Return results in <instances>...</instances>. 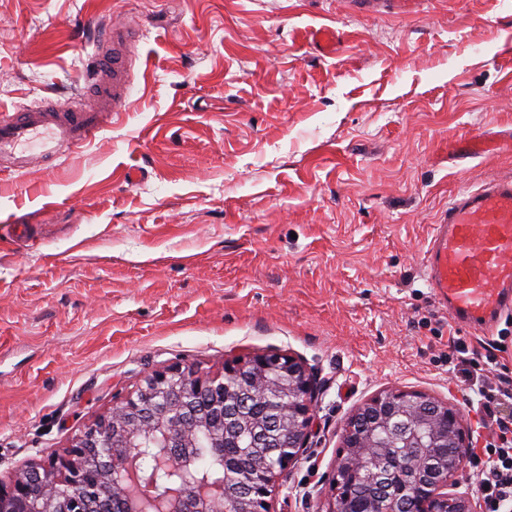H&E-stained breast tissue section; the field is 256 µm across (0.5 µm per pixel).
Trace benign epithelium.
<instances>
[{
    "mask_svg": "<svg viewBox=\"0 0 512 512\" xmlns=\"http://www.w3.org/2000/svg\"><path fill=\"white\" fill-rule=\"evenodd\" d=\"M251 374L261 389L272 388L280 400L275 428L288 436L283 446L254 462L242 456L237 469L252 468L245 481L230 484L235 473L224 469L228 427L224 393L228 382ZM316 377L292 355L258 354L224 364L211 376L187 368L157 371L112 409L98 417L70 446L0 479V512H224V499L238 495L239 512H270L268 497L279 476L299 457L312 432ZM436 421L442 437L426 440L416 425ZM395 431L417 471L413 512H476L467 493H449L460 465L440 461L446 444L463 458L469 442L459 413L426 393L391 390L363 403L342 428L336 469L349 479L378 488L379 501L365 512H401L389 494L390 458L374 439L376 430ZM214 449L218 470L195 462L197 433ZM166 475L164 487L157 476Z\"/></svg>",
    "mask_w": 512,
    "mask_h": 512,
    "instance_id": "benign-epithelium-1",
    "label": "benign epithelium"
}]
</instances>
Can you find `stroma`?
<instances>
[{
	"label": "stroma",
	"instance_id": "1",
	"mask_svg": "<svg viewBox=\"0 0 512 512\" xmlns=\"http://www.w3.org/2000/svg\"><path fill=\"white\" fill-rule=\"evenodd\" d=\"M115 23L141 31L120 111L51 167L0 168V476L153 372L262 353L319 385L271 512H326L341 427L378 392L475 433L448 338L512 373V312L456 326L424 253L456 192L512 174V6L0 0V112L82 102Z\"/></svg>",
	"mask_w": 512,
	"mask_h": 512
}]
</instances>
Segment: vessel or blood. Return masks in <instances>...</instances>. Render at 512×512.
I'll return each instance as SVG.
<instances>
[{
  "mask_svg": "<svg viewBox=\"0 0 512 512\" xmlns=\"http://www.w3.org/2000/svg\"><path fill=\"white\" fill-rule=\"evenodd\" d=\"M137 30L115 28L98 52L88 85L93 107L43 105L0 113V158L16 169L50 166L62 148H78L102 129L103 113H116L132 60L121 45ZM424 271L438 303L465 328H486L512 309V175L484 181L452 197L433 227Z\"/></svg>",
  "mask_w": 512,
  "mask_h": 512,
  "instance_id": "vessel-or-blood-1",
  "label": "vessel or blood"
}]
</instances>
